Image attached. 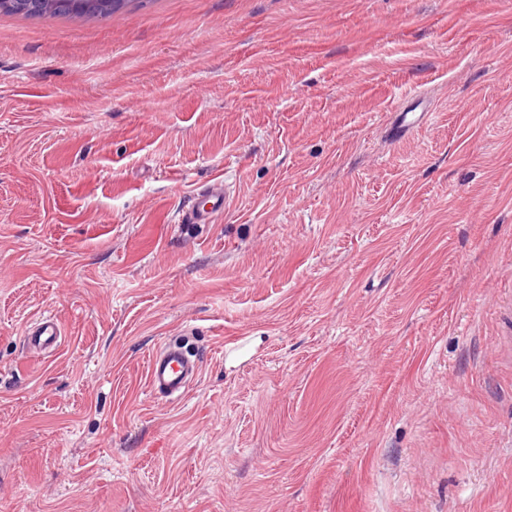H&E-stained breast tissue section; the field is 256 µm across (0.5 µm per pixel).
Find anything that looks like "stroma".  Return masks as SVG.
<instances>
[{"mask_svg": "<svg viewBox=\"0 0 512 512\" xmlns=\"http://www.w3.org/2000/svg\"><path fill=\"white\" fill-rule=\"evenodd\" d=\"M0 512H512V0L0 12ZM202 200L190 205L182 211L183 224H209L212 217L224 211L227 202V186L223 181L216 179L201 193ZM61 331L57 320L51 315L42 316L26 332L24 342L33 351L53 348L58 344ZM199 360L176 341L169 340L148 360L150 392L166 400H178L199 376Z\"/></svg>", "mask_w": 512, "mask_h": 512, "instance_id": "1", "label": "stroma"}]
</instances>
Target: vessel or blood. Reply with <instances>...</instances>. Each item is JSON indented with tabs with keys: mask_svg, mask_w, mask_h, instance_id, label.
Returning a JSON list of instances; mask_svg holds the SVG:
<instances>
[{
	"mask_svg": "<svg viewBox=\"0 0 512 512\" xmlns=\"http://www.w3.org/2000/svg\"><path fill=\"white\" fill-rule=\"evenodd\" d=\"M227 202V188L222 180H215L206 188L198 202L183 211L182 223L207 224L212 217L223 211ZM61 336L57 320L44 316L26 332L24 341L33 351L55 347ZM199 376V361L176 341H168L148 360V387L154 395L178 400Z\"/></svg>",
	"mask_w": 512,
	"mask_h": 512,
	"instance_id": "vessel-or-blood-1",
	"label": "vessel or blood"
}]
</instances>
